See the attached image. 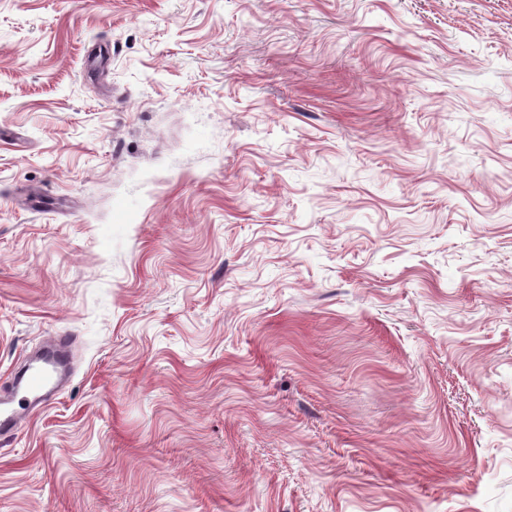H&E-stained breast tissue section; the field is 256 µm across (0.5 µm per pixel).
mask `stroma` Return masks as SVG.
I'll return each instance as SVG.
<instances>
[{"label": "stroma", "mask_w": 512, "mask_h": 512, "mask_svg": "<svg viewBox=\"0 0 512 512\" xmlns=\"http://www.w3.org/2000/svg\"><path fill=\"white\" fill-rule=\"evenodd\" d=\"M60 333L0 512H512V0H0V395Z\"/></svg>", "instance_id": "stroma-1"}]
</instances>
